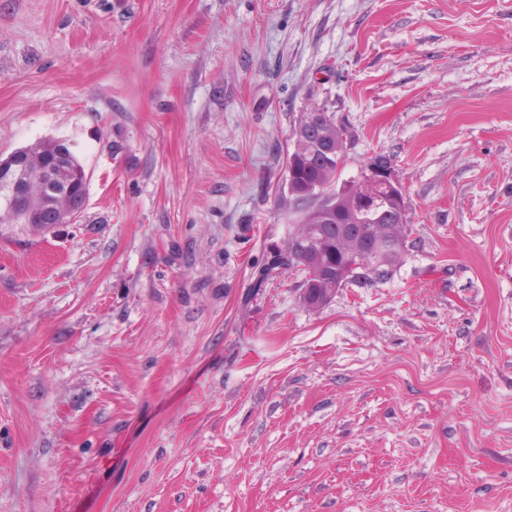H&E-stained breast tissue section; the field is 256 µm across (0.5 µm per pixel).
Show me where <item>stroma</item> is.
Listing matches in <instances>:
<instances>
[{"label":"stroma","mask_w":512,"mask_h":512,"mask_svg":"<svg viewBox=\"0 0 512 512\" xmlns=\"http://www.w3.org/2000/svg\"><path fill=\"white\" fill-rule=\"evenodd\" d=\"M390 156L406 248L320 310L276 265L300 117ZM0 512H512V0H0ZM34 150L29 147L19 148L9 153L6 157L0 155V216L7 215L8 220L4 224H20L17 218L24 219V223L30 228L37 226L38 231H49L58 224H72L77 221L83 212L87 196H88V176L86 171L82 169L83 175L86 176L77 182L69 181L70 174L74 170L79 171L81 168L77 166L71 159V150L64 140L57 139L46 163L43 165L39 176L50 194H54L59 183L67 184L68 192L72 195L73 202L68 209L55 220L57 209L54 206L57 199L49 201L45 198L42 191L41 183L37 179H33L28 192V184L31 173V159ZM30 194L32 206L39 210V214H44L43 224H38L41 220L40 216L32 210L26 208L25 201ZM27 210V214L25 213ZM50 215L53 217L50 218ZM27 217V220H26ZM55 220V221H54ZM53 224H47L48 222ZM24 225L23 226H27Z\"/></svg>","instance_id":"stroma-1"}]
</instances>
